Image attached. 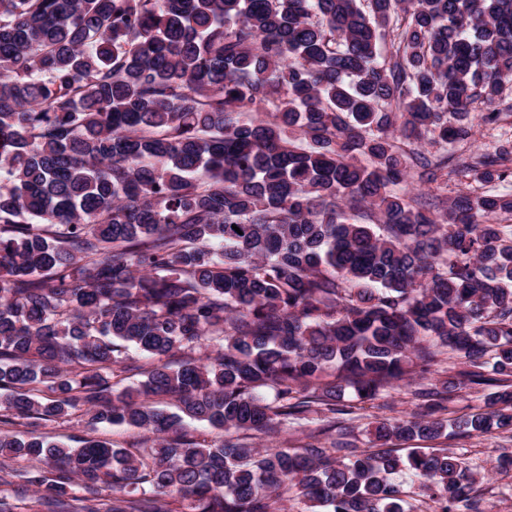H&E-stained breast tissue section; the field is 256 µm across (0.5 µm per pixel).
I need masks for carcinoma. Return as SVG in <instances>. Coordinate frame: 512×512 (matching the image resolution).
Listing matches in <instances>:
<instances>
[{"label":"carcinoma","mask_w":512,"mask_h":512,"mask_svg":"<svg viewBox=\"0 0 512 512\" xmlns=\"http://www.w3.org/2000/svg\"><path fill=\"white\" fill-rule=\"evenodd\" d=\"M511 80L512 0H0V424L27 427L0 458L50 466L0 463V512H286L293 488L306 512H413L407 473L431 512H485L455 453H363L339 402L443 346L459 369L374 441L512 432V193L437 216L392 190L444 180L416 145L468 140ZM131 347L155 363L120 392ZM488 368L501 390L447 431ZM74 411L146 441L42 431ZM313 414L297 448L171 436Z\"/></svg>","instance_id":"obj_1"}]
</instances>
